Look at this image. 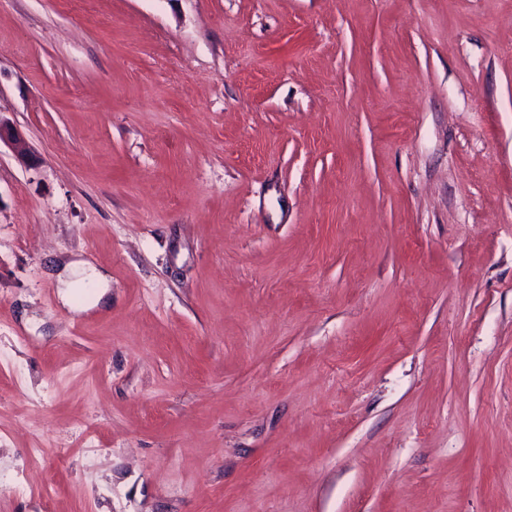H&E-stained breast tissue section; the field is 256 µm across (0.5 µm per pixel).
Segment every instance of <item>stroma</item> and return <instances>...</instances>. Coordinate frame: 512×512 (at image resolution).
I'll list each match as a JSON object with an SVG mask.
<instances>
[{"label": "stroma", "mask_w": 512, "mask_h": 512, "mask_svg": "<svg viewBox=\"0 0 512 512\" xmlns=\"http://www.w3.org/2000/svg\"><path fill=\"white\" fill-rule=\"evenodd\" d=\"M0 119V512H512V0H0Z\"/></svg>", "instance_id": "obj_1"}]
</instances>
